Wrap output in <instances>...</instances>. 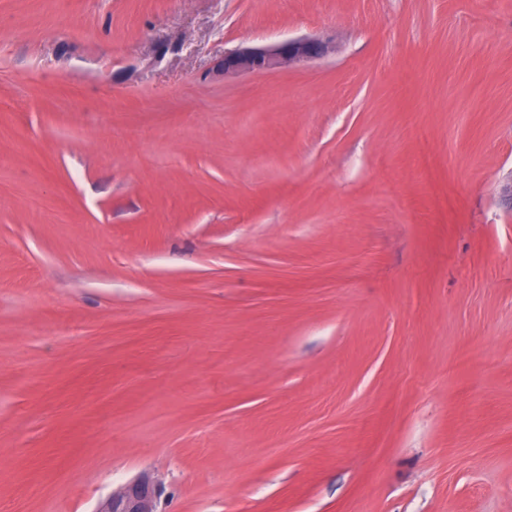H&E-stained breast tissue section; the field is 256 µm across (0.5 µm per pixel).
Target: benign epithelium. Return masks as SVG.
<instances>
[{
    "label": "benign epithelium",
    "mask_w": 512,
    "mask_h": 512,
    "mask_svg": "<svg viewBox=\"0 0 512 512\" xmlns=\"http://www.w3.org/2000/svg\"><path fill=\"white\" fill-rule=\"evenodd\" d=\"M328 46L318 38H293L272 47H246L224 54V75L262 73L318 59ZM160 483L144 473L99 500L94 512H161Z\"/></svg>",
    "instance_id": "obj_1"
}]
</instances>
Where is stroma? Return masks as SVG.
I'll return each mask as SVG.
<instances>
[{
    "label": "stroma",
    "mask_w": 512,
    "mask_h": 512,
    "mask_svg": "<svg viewBox=\"0 0 512 512\" xmlns=\"http://www.w3.org/2000/svg\"><path fill=\"white\" fill-rule=\"evenodd\" d=\"M144 472L512 512V0H0V512ZM327 52V44L318 38H293L272 47H246L226 53L222 70L224 76L262 73L318 59Z\"/></svg>",
    "instance_id": "obj_1"
}]
</instances>
